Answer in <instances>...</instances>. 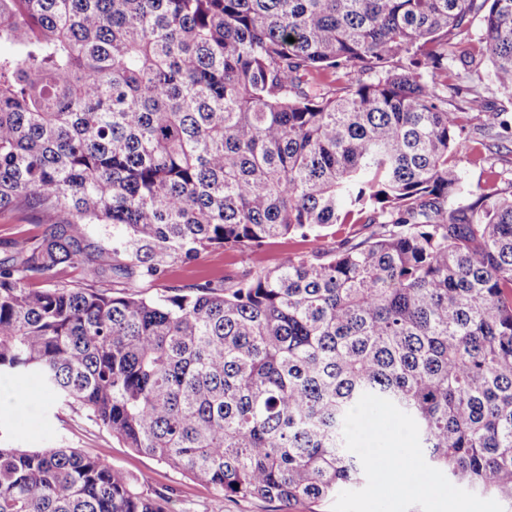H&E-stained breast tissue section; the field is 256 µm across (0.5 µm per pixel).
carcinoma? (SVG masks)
<instances>
[{"instance_id":"carcinoma-1","label":"carcinoma","mask_w":512,"mask_h":512,"mask_svg":"<svg viewBox=\"0 0 512 512\" xmlns=\"http://www.w3.org/2000/svg\"><path fill=\"white\" fill-rule=\"evenodd\" d=\"M477 15L466 63L511 92L512 0H0V210L42 227L0 263V379L37 375L220 501L286 504L365 485L342 429L373 393L512 512V190L471 202L455 164L466 130L509 129L450 67ZM85 224L122 227L112 261ZM347 225L364 237L224 289L95 287ZM0 512L174 498L76 448L0 446Z\"/></svg>"}]
</instances>
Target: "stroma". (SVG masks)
<instances>
[{
    "label": "stroma",
    "instance_id": "35a3bbf8",
    "mask_svg": "<svg viewBox=\"0 0 512 512\" xmlns=\"http://www.w3.org/2000/svg\"><path fill=\"white\" fill-rule=\"evenodd\" d=\"M476 152L482 153L484 165H474L463 159L458 169L472 191H480L486 176L484 167H492L504 180H512V150L485 148L474 140ZM42 232L36 217L24 209L0 211V261L11 254L10 244L20 238H34ZM339 236L326 235L318 239H279L254 251L241 252L221 247L209 249L191 262H174L158 279L137 281L136 292L147 298L171 294L176 289H188L212 282L231 286L248 269L273 265L287 251H330L339 243ZM12 404L0 403V445L13 448H78L87 454L134 475L149 474L157 488L175 492L176 512H331V503L300 502L284 507L277 501L261 498H229L217 500L212 490L187 478L156 459L124 447L78 407H60L48 399L37 377L20 380Z\"/></svg>",
    "mask_w": 512,
    "mask_h": 512
}]
</instances>
